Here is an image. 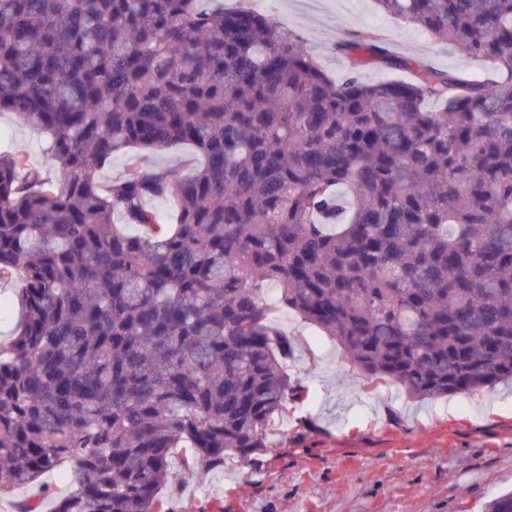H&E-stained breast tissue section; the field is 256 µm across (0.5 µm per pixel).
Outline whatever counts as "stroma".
Masks as SVG:
<instances>
[{
  "label": "stroma",
  "mask_w": 512,
  "mask_h": 512,
  "mask_svg": "<svg viewBox=\"0 0 512 512\" xmlns=\"http://www.w3.org/2000/svg\"><path fill=\"white\" fill-rule=\"evenodd\" d=\"M297 32L331 77L350 57L342 43L357 33L385 38L398 56L474 75L488 62L379 10L375 0H247ZM0 152H20L53 176L41 138L0 114ZM288 334L307 339L288 372L308 388L268 437L263 463L227 461L223 471L184 476L169 491L173 512H483L512 490V382L469 396L417 403L389 382L368 390L335 340L276 306Z\"/></svg>",
  "instance_id": "stroma-1"
}]
</instances>
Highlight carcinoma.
Here are the masks:
<instances>
[{
    "label": "carcinoma",
    "mask_w": 512,
    "mask_h": 512,
    "mask_svg": "<svg viewBox=\"0 0 512 512\" xmlns=\"http://www.w3.org/2000/svg\"><path fill=\"white\" fill-rule=\"evenodd\" d=\"M377 2L495 77L360 33L334 80L288 26L214 0H0V112L56 165L0 153V283L22 311L0 336V494L41 486L17 512H169L179 475L268 453L308 396L268 283L371 384L512 381V0ZM369 62L415 79L366 82ZM179 145L192 174L142 166ZM117 155L131 175L103 190Z\"/></svg>",
    "instance_id": "cac0c4a2"
}]
</instances>
